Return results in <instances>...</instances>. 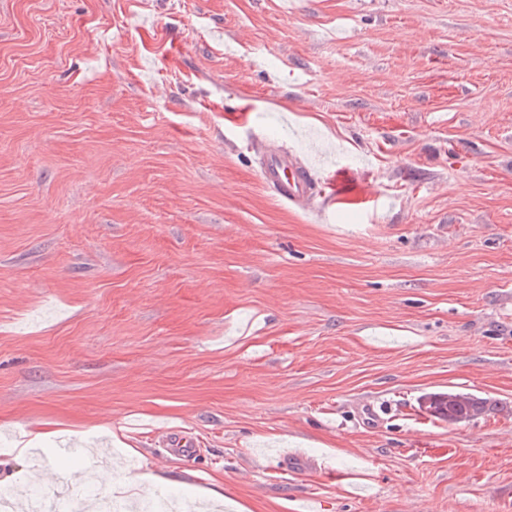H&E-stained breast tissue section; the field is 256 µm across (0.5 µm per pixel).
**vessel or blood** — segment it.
Segmentation results:
<instances>
[{"instance_id":"1","label":"vessel or blood","mask_w":512,"mask_h":512,"mask_svg":"<svg viewBox=\"0 0 512 512\" xmlns=\"http://www.w3.org/2000/svg\"><path fill=\"white\" fill-rule=\"evenodd\" d=\"M260 175L265 186L282 202L304 206L315 194V181L293 152L272 148L260 158Z\"/></svg>"}]
</instances>
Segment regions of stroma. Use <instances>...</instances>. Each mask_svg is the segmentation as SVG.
Returning a JSON list of instances; mask_svg holds the SVG:
<instances>
[{
	"mask_svg": "<svg viewBox=\"0 0 512 512\" xmlns=\"http://www.w3.org/2000/svg\"><path fill=\"white\" fill-rule=\"evenodd\" d=\"M69 446L177 512H512V0H0L6 486ZM260 175L265 186L282 202L306 206L315 194V181L292 151L271 148L260 158ZM421 405L430 417L448 424L473 420L497 407L496 401L489 398L450 391L427 395L421 399Z\"/></svg>",
	"mask_w": 512,
	"mask_h": 512,
	"instance_id": "1",
	"label": "stroma"
}]
</instances>
